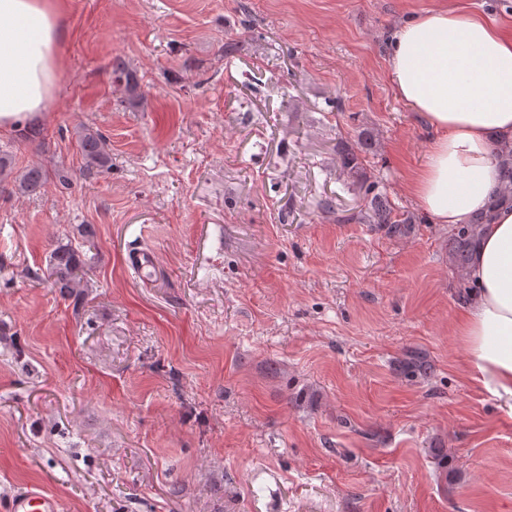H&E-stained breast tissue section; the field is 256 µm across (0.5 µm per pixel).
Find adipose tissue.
Wrapping results in <instances>:
<instances>
[{
    "label": "adipose tissue",
    "mask_w": 512,
    "mask_h": 512,
    "mask_svg": "<svg viewBox=\"0 0 512 512\" xmlns=\"http://www.w3.org/2000/svg\"><path fill=\"white\" fill-rule=\"evenodd\" d=\"M63 38L54 0H0V129L47 109ZM388 73L434 132L411 184L422 213L455 227L489 217L465 271L472 287L456 334L470 380L511 403L512 206L497 201L491 150H512V31L456 0L435 6L396 28Z\"/></svg>",
    "instance_id": "obj_1"
}]
</instances>
